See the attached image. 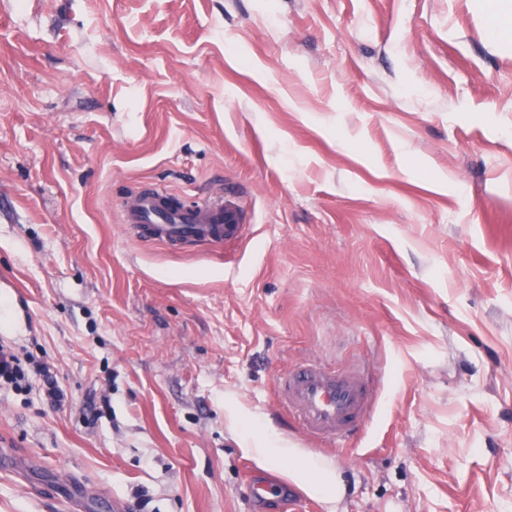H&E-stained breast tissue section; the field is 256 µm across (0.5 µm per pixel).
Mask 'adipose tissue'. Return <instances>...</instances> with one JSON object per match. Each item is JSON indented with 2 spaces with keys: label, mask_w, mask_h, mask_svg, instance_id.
<instances>
[{
  "label": "adipose tissue",
  "mask_w": 512,
  "mask_h": 512,
  "mask_svg": "<svg viewBox=\"0 0 512 512\" xmlns=\"http://www.w3.org/2000/svg\"><path fill=\"white\" fill-rule=\"evenodd\" d=\"M251 454L266 464L287 462V477L301 486L309 495L332 501L337 493L335 483L329 478L327 463L305 456L300 449L274 447L265 439L253 440Z\"/></svg>",
  "instance_id": "obj_1"
}]
</instances>
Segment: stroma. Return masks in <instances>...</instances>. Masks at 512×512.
Instances as JSON below:
<instances>
[{
  "instance_id": "obj_1",
  "label": "stroma",
  "mask_w": 512,
  "mask_h": 512,
  "mask_svg": "<svg viewBox=\"0 0 512 512\" xmlns=\"http://www.w3.org/2000/svg\"><path fill=\"white\" fill-rule=\"evenodd\" d=\"M239 196L226 256L134 189ZM0 512H255L263 436L328 462L278 512H512V39L476 0H0ZM359 367L328 447L275 397ZM29 372L38 377L40 391L54 406H60L64 400V394L58 385L56 375L43 363L29 362V368L25 369L20 359L6 346L0 344V383L10 384L15 389H27L30 386ZM24 384V386H23Z\"/></svg>"
}]
</instances>
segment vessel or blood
<instances>
[{"label":"vessel or blood","mask_w":512,"mask_h":512,"mask_svg":"<svg viewBox=\"0 0 512 512\" xmlns=\"http://www.w3.org/2000/svg\"><path fill=\"white\" fill-rule=\"evenodd\" d=\"M173 201L165 186L153 185L124 204L121 221L142 240L167 247L195 244L220 253L240 239L243 228L238 200L209 195L185 209L173 208ZM276 392L302 431L322 442L336 440L363 423L372 409L371 384L358 369L337 372L314 362L299 363L278 377ZM245 479L253 502L258 504L267 503L269 492L279 485L271 472L258 475L249 471Z\"/></svg>","instance_id":"vessel-or-blood-1"}]
</instances>
